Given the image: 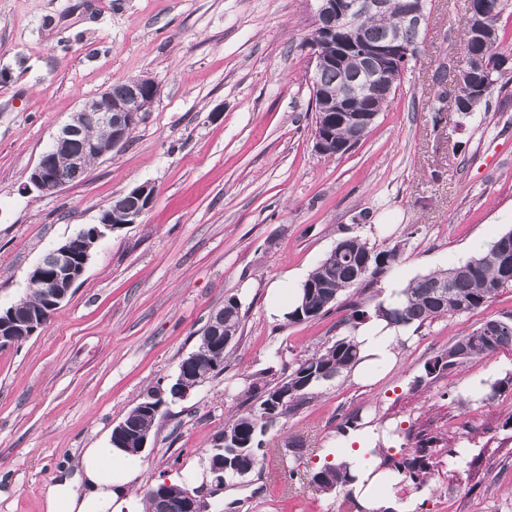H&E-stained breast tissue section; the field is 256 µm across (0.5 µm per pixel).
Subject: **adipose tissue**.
<instances>
[{
    "label": "adipose tissue",
    "instance_id": "1",
    "mask_svg": "<svg viewBox=\"0 0 512 512\" xmlns=\"http://www.w3.org/2000/svg\"><path fill=\"white\" fill-rule=\"evenodd\" d=\"M403 333L372 319L356 331L361 361L352 377L361 384L374 383L381 369L394 364ZM376 433L366 427L338 435L331 454L346 465L350 487L368 512H414L400 507L398 493L402 475L380 469L375 456ZM140 471L128 454L114 445L84 449L74 466L59 469L43 489L44 512H145L136 493Z\"/></svg>",
    "mask_w": 512,
    "mask_h": 512
}]
</instances>
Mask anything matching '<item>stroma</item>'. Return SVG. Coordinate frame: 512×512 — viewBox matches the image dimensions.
I'll list each match as a JSON object with an SVG mask.
<instances>
[{
	"label": "stroma",
	"mask_w": 512,
	"mask_h": 512,
	"mask_svg": "<svg viewBox=\"0 0 512 512\" xmlns=\"http://www.w3.org/2000/svg\"><path fill=\"white\" fill-rule=\"evenodd\" d=\"M314 0H0V308L25 295L44 254L148 183L152 207L96 245L49 323L0 349V512H43L42 490L83 449L105 446L146 391L193 352L209 315L238 298L245 318L224 370L163 407L136 458L139 492L181 471L206 512H352L351 492L312 474L347 416L400 432L430 427L456 456L405 482L416 512H512V348L413 388L425 364L481 323L512 315V288L401 342L372 385L341 376L266 436L267 460L217 484L209 450L245 391L343 335L347 304L312 320L270 313L346 236L406 241L382 288L472 256L512 230V80L480 111L436 110L441 63L466 64L465 0H429L423 47L385 112L349 153L314 149ZM132 77L157 97L127 142L54 195L25 191L32 167L79 105ZM198 462L190 470L189 462Z\"/></svg>",
	"instance_id": "35a3bbf8"
}]
</instances>
